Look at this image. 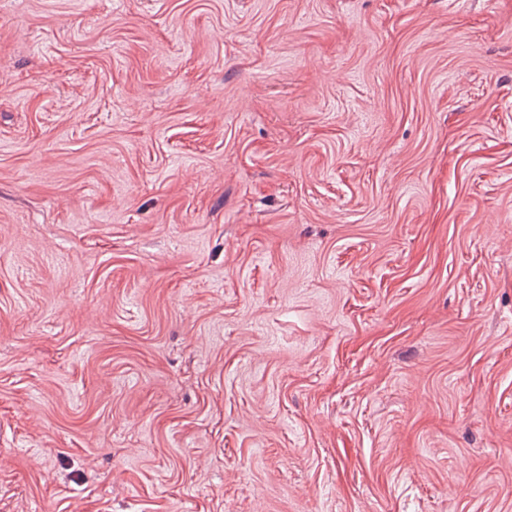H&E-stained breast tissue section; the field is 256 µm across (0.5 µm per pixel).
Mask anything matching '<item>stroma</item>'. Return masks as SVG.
<instances>
[{
	"mask_svg": "<svg viewBox=\"0 0 512 512\" xmlns=\"http://www.w3.org/2000/svg\"><path fill=\"white\" fill-rule=\"evenodd\" d=\"M0 512H512V0H0Z\"/></svg>",
	"mask_w": 512,
	"mask_h": 512,
	"instance_id": "obj_1",
	"label": "stroma"
}]
</instances>
